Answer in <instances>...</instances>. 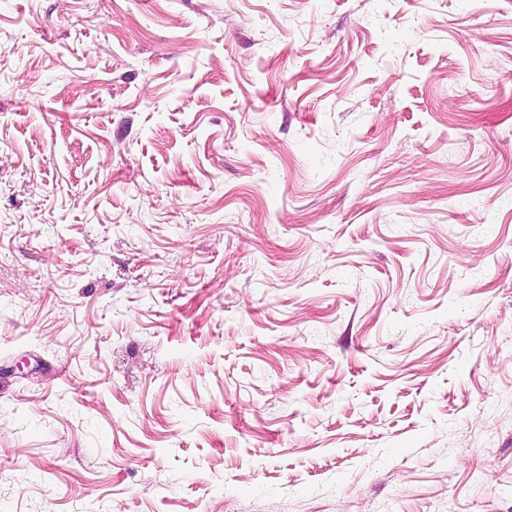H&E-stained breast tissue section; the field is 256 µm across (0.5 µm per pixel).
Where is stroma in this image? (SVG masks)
<instances>
[{
	"mask_svg": "<svg viewBox=\"0 0 512 512\" xmlns=\"http://www.w3.org/2000/svg\"><path fill=\"white\" fill-rule=\"evenodd\" d=\"M0 512H512V0H0Z\"/></svg>",
	"mask_w": 512,
	"mask_h": 512,
	"instance_id": "35a3bbf8",
	"label": "stroma"
}]
</instances>
